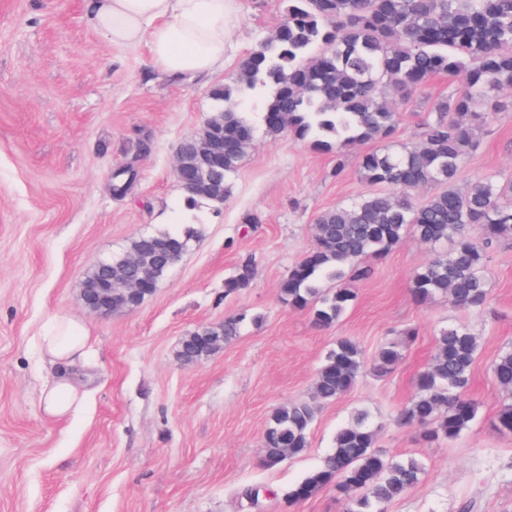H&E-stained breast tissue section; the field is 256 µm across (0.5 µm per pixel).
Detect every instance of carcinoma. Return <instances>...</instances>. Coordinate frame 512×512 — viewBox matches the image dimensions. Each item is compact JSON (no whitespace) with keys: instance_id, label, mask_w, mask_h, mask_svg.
Listing matches in <instances>:
<instances>
[{"instance_id":"carcinoma-1","label":"carcinoma","mask_w":512,"mask_h":512,"mask_svg":"<svg viewBox=\"0 0 512 512\" xmlns=\"http://www.w3.org/2000/svg\"><path fill=\"white\" fill-rule=\"evenodd\" d=\"M466 72V86L435 100L421 123V143L399 151L373 149L357 156L361 181L383 185L348 205H338L314 219V245L278 285L288 306L310 310L313 321L329 328L343 315L354 292L320 288L323 278L339 281L349 269L365 278L367 262L397 247L407 234L430 247L449 242L418 268L412 295L424 302L450 296L464 309H481L491 298L486 279L487 248L512 241V184L493 177L457 187L458 171L478 146L479 133L495 108L486 96L492 86L512 87V0H288L272 35L241 62L237 85L210 90L217 125L183 142L185 172L178 175L187 206L200 200L221 203L230 179L253 143L254 130L234 105L245 90L266 89L264 124L268 136L288 132L311 139L317 148L336 149V170L353 145L385 139L398 123L387 106L392 92L403 100L437 75ZM442 189L424 200L419 187ZM476 228V239L470 229ZM197 231L186 224L176 232L141 234L121 254L96 266L84 282L83 297L104 285L124 290L131 279L145 290L131 307L154 293L169 271L155 251L175 246L186 252ZM251 263L242 264L224 282L229 296L250 286ZM246 315L228 317L220 326L202 327L183 338L178 351L186 364L210 357L237 335ZM437 354L415 380L416 394L401 409L398 423L418 425L432 443L452 441L477 416L467 395L478 344L469 328L456 324L436 336ZM402 359L395 342H385L366 363L359 344L336 340L317 371L313 401L277 406L263 434V466L274 469L309 447L318 406L350 391L366 366L391 374ZM495 382L512 392V350L492 366ZM417 458L394 459L375 446L368 414L359 412L336 431L321 463L292 487L287 506L309 500L328 488L346 501V512H381V506L414 487L424 474Z\"/></svg>"}]
</instances>
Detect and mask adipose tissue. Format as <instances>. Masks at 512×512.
Instances as JSON below:
<instances>
[{
	"label": "adipose tissue",
	"mask_w": 512,
	"mask_h": 512,
	"mask_svg": "<svg viewBox=\"0 0 512 512\" xmlns=\"http://www.w3.org/2000/svg\"><path fill=\"white\" fill-rule=\"evenodd\" d=\"M236 0H88L86 19L116 46L147 43L151 59L174 79L207 77L224 68L226 24ZM89 338L71 319L57 320L42 336V346L62 369L46 393L44 411L62 417L76 408L82 395L68 370L85 362Z\"/></svg>",
	"instance_id": "1"
}]
</instances>
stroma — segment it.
Listing matches in <instances>:
<instances>
[{"instance_id":"1","label":"stroma","mask_w":512,"mask_h":512,"mask_svg":"<svg viewBox=\"0 0 512 512\" xmlns=\"http://www.w3.org/2000/svg\"><path fill=\"white\" fill-rule=\"evenodd\" d=\"M222 72L175 81L146 45L116 47L86 23V0H0V512H345L335 489L286 507L288 491L332 448L337 429L367 411L376 446L416 457L425 472L385 512H512V434L497 415L506 394L491 368L512 349V241L489 251L491 301L465 310L446 296L415 302L416 270L430 252L413 236L373 260L371 274L344 278L355 297L333 328L284 304L278 284L313 244L321 211L370 193L354 162L264 131V98L239 96L254 129L252 148L224 203L186 205L174 171L180 143L214 105L209 91L233 83L241 61L280 22L285 0H237ZM464 75H439L408 102L390 145L418 143L435 99ZM463 164L457 185L486 176L512 182V89ZM133 168L125 195L112 175ZM194 225L197 236L156 291L136 308L100 315L86 308L82 281L137 235ZM251 262L249 288L224 282ZM331 279L322 288L340 284ZM244 315L237 336L199 364L177 356L198 328ZM261 323H253L252 315ZM81 322L90 363L74 373L83 405L63 418L42 406L58 370L41 336L57 318ZM463 323L478 340L469 395L476 421L451 442H426L395 423L432 361L442 327ZM419 336L387 377L363 373L322 404L302 455L274 469L261 462L273 409L311 396L317 369L338 337L372 355L403 329ZM263 491L252 508L245 489Z\"/></svg>"}]
</instances>
